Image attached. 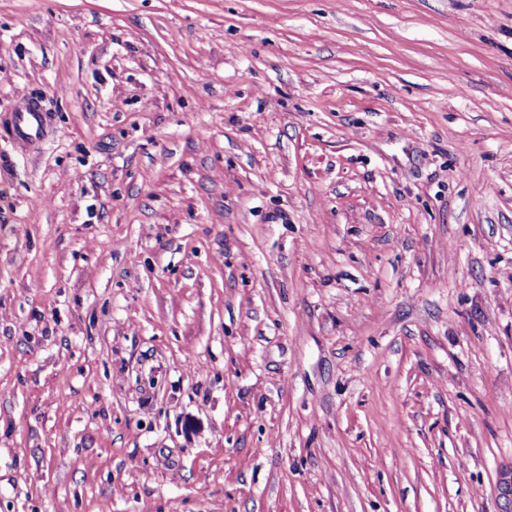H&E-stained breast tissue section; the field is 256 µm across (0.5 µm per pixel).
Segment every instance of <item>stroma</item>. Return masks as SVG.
Instances as JSON below:
<instances>
[{"label":"stroma","instance_id":"obj_1","mask_svg":"<svg viewBox=\"0 0 512 512\" xmlns=\"http://www.w3.org/2000/svg\"><path fill=\"white\" fill-rule=\"evenodd\" d=\"M0 512H512V0H0ZM46 115L36 104L27 103L15 112L12 129L18 141L40 140L45 133Z\"/></svg>","mask_w":512,"mask_h":512}]
</instances>
